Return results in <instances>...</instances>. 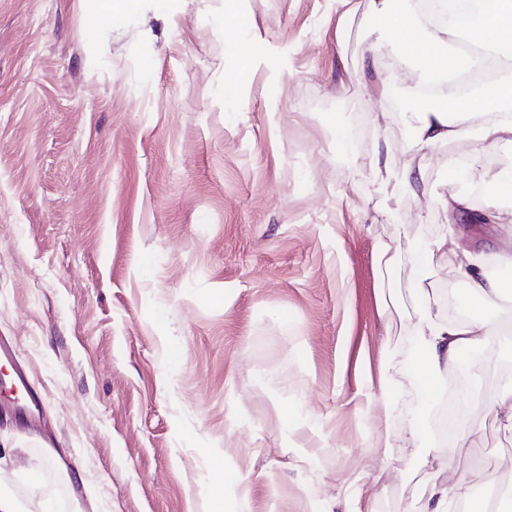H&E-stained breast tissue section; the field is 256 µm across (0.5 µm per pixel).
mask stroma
Returning a JSON list of instances; mask_svg holds the SVG:
<instances>
[{
	"label": "stroma",
	"mask_w": 512,
	"mask_h": 512,
	"mask_svg": "<svg viewBox=\"0 0 512 512\" xmlns=\"http://www.w3.org/2000/svg\"><path fill=\"white\" fill-rule=\"evenodd\" d=\"M223 13L141 0L108 24L94 0H0V339L41 413L30 430L0 392V493L24 512H234L245 484L251 512H399L436 458L512 484L475 365L461 447H384L426 401L397 387L416 378L410 247L451 224L511 250L440 201L480 184L449 179L460 159L487 172L512 147L410 149L390 90L407 60L370 52L388 30L369 0H239L234 40ZM256 41L270 54L226 90ZM381 160L423 192L381 191Z\"/></svg>",
	"instance_id": "35a3bbf8"
}]
</instances>
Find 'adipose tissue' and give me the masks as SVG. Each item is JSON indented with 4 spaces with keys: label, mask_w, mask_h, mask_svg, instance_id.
Segmentation results:
<instances>
[{
    "label": "adipose tissue",
    "mask_w": 512,
    "mask_h": 512,
    "mask_svg": "<svg viewBox=\"0 0 512 512\" xmlns=\"http://www.w3.org/2000/svg\"><path fill=\"white\" fill-rule=\"evenodd\" d=\"M466 2L473 21L462 35L454 28L427 22L408 0H370L373 12L388 19L394 47L408 51L409 68L419 83L463 67L512 60V0ZM492 95L503 111L478 126L467 105L451 112L443 103L409 98L403 121L411 147H433L468 137L474 130L491 142L512 144V79L496 82ZM439 256L448 258L465 287L473 306L467 320L453 322L439 316L438 292L424 285L435 274L433 262ZM483 258V252L449 246L444 236L422 241L413 252L415 292L422 303L415 313L413 369L430 392H437L454 369L462 348L487 344L496 334L503 304L512 298V282L488 274ZM433 468L434 477L418 512H452L459 504L469 512H504L493 500H474L469 482L451 473L447 461H435Z\"/></svg>",
    "instance_id": "adipose-tissue-1"
}]
</instances>
